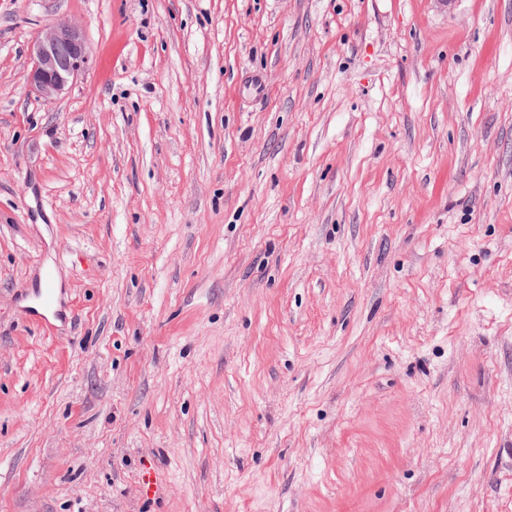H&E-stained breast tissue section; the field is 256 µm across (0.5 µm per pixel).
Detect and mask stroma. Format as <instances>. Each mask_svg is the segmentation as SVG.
I'll return each instance as SVG.
<instances>
[{"label":"stroma","instance_id":"stroma-1","mask_svg":"<svg viewBox=\"0 0 512 512\" xmlns=\"http://www.w3.org/2000/svg\"><path fill=\"white\" fill-rule=\"evenodd\" d=\"M0 512H512V0H0ZM28 82L45 100L61 95L89 67V46L74 25L47 27L32 42Z\"/></svg>","mask_w":512,"mask_h":512}]
</instances>
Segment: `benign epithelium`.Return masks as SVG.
Listing matches in <instances>:
<instances>
[{
	"mask_svg": "<svg viewBox=\"0 0 512 512\" xmlns=\"http://www.w3.org/2000/svg\"><path fill=\"white\" fill-rule=\"evenodd\" d=\"M32 67L28 82L42 98L61 95L89 67V46L82 30L74 25L47 27L32 42Z\"/></svg>",
	"mask_w": 512,
	"mask_h": 512,
	"instance_id": "benign-epithelium-1",
	"label": "benign epithelium"
}]
</instances>
